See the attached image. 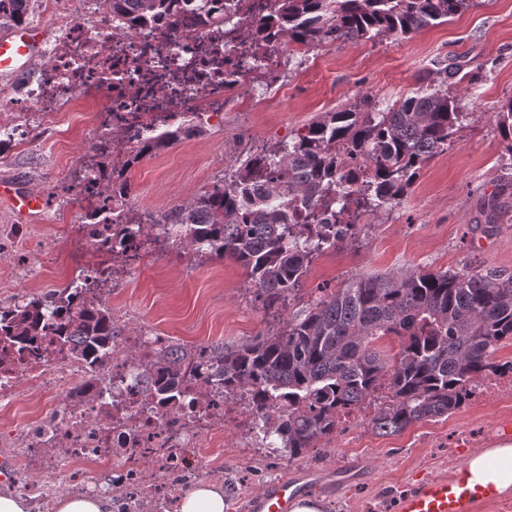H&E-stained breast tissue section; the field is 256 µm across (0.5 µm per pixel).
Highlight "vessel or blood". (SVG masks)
I'll return each instance as SVG.
<instances>
[{"instance_id": "1", "label": "vessel or blood", "mask_w": 512, "mask_h": 512, "mask_svg": "<svg viewBox=\"0 0 512 512\" xmlns=\"http://www.w3.org/2000/svg\"><path fill=\"white\" fill-rule=\"evenodd\" d=\"M40 32L17 27L0 34V73L18 71L38 53L41 47ZM0 198L8 200L20 216L40 211V196L21 187L0 182ZM303 477H284L262 489L251 500L248 512H290L294 499L307 492ZM491 487L471 484L466 471L445 478H428L404 494L399 502V512H473L476 503L491 497Z\"/></svg>"}]
</instances>
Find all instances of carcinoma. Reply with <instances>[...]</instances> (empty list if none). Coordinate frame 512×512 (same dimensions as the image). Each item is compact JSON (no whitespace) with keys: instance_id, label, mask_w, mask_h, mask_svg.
I'll use <instances>...</instances> for the list:
<instances>
[{"instance_id":"cac0c4a2","label":"carcinoma","mask_w":512,"mask_h":512,"mask_svg":"<svg viewBox=\"0 0 512 512\" xmlns=\"http://www.w3.org/2000/svg\"><path fill=\"white\" fill-rule=\"evenodd\" d=\"M177 0H107L109 10L132 25L156 22ZM473 0H276L275 10L253 21L256 35L283 36L307 49L346 39H398L440 24ZM31 0H11L0 29L27 22ZM460 68L439 61L440 81L383 109L367 101L325 112L295 137L249 152L215 187L186 205L172 207L158 224L196 253L228 257L246 269L266 305L288 300L313 258L361 231L364 213L399 204L423 165L447 150L463 119L448 81ZM204 117L190 113L174 125L146 131L129 167L201 131ZM496 126L512 141V99L496 112ZM106 199L129 192L122 173L108 163L79 172ZM130 220L112 244L125 248L141 234ZM64 288L46 304L38 299L0 309L6 347L38 351L63 347L83 355L112 335L111 312L92 304L73 306ZM400 339L387 358L379 342ZM512 340V277L451 270L352 277L308 305L283 328L212 356L224 388L254 393L267 441H280L296 460L329 438L340 413L369 400L378 384L387 404L369 419L382 435L404 431L459 409L469 387L499 368L491 355Z\"/></svg>"}]
</instances>
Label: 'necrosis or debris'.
Returning a JSON list of instances; mask_svg holds the SVG:
<instances>
[{
	"mask_svg": "<svg viewBox=\"0 0 512 512\" xmlns=\"http://www.w3.org/2000/svg\"><path fill=\"white\" fill-rule=\"evenodd\" d=\"M273 4L179 0L173 18L119 36L104 0H62L50 9L56 49L45 71L17 91L0 90V111L49 120L80 98L107 95L96 122L102 131L120 129L109 155L124 159L139 148L148 126L187 112L222 115L238 102L243 83H274L272 61L287 57V41L244 34L247 17ZM127 210L107 205L100 224L68 226V237L92 248L111 270L103 276L97 267H77L78 303H107L132 262L158 259L156 244L180 249L167 225L154 224L131 250L112 251L111 235ZM172 347L170 337L141 324L113 337L100 362L65 349L0 363V413L22 407L32 393L44 399L21 427L0 438L20 466L42 474L43 483L26 487L38 512H53L57 495L70 490L112 494L125 512L143 504L171 512L182 479L203 470L221 476L210 451L221 446L225 431L234 433L237 447H263L252 392L226 391L205 353L186 356L175 381L178 400L158 395L162 374L154 359Z\"/></svg>",
	"mask_w": 512,
	"mask_h": 512,
	"instance_id": "necrosis-or-debris-1",
	"label": "necrosis or debris"
}]
</instances>
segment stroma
Instances as JSON below:
<instances>
[{
	"label": "stroma",
	"mask_w": 512,
	"mask_h": 512,
	"mask_svg": "<svg viewBox=\"0 0 512 512\" xmlns=\"http://www.w3.org/2000/svg\"><path fill=\"white\" fill-rule=\"evenodd\" d=\"M461 65L451 85L466 118L447 151L427 162L400 203L363 216L367 228L317 256L300 288L284 304L263 305L248 289L246 270L231 259L170 252L162 266L137 268L115 289L113 309L145 321L187 349L235 345L278 330L289 319L351 277L428 268L497 271L512 275V143L500 136L495 114L512 98V0H479L452 20L407 37L329 42L305 51L301 63L279 61L278 97L246 86L240 104L194 135L129 168L136 216L160 217L212 189L240 155L291 138L324 112L371 98L383 107L436 83L434 63ZM94 98L56 113L33 131L34 142L0 155V180L44 199L28 217L30 292L62 288L71 280L66 228L78 197L69 192L80 162L90 160ZM500 220L487 227L488 203ZM512 442V397L470 398L451 415L382 435L368 421L339 425L325 445L289 461L283 448H239L232 432L213 455L224 466L227 512L247 505L267 484L314 474L311 497L324 512H396L399 497L423 478L445 477L470 456Z\"/></svg>",
	"instance_id": "obj_1"
}]
</instances>
